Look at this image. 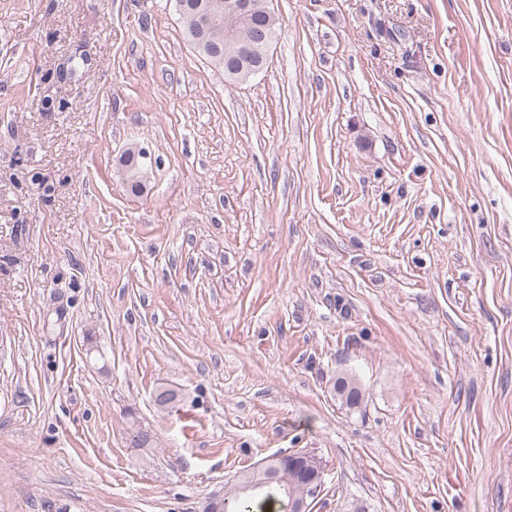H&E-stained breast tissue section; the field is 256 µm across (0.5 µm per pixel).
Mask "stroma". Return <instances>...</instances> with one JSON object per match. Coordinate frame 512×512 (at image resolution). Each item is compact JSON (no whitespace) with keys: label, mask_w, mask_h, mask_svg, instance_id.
<instances>
[{"label":"stroma","mask_w":512,"mask_h":512,"mask_svg":"<svg viewBox=\"0 0 512 512\" xmlns=\"http://www.w3.org/2000/svg\"><path fill=\"white\" fill-rule=\"evenodd\" d=\"M274 6L232 85L173 0H0V512L293 450L311 512H512V0Z\"/></svg>","instance_id":"35a3bbf8"}]
</instances>
